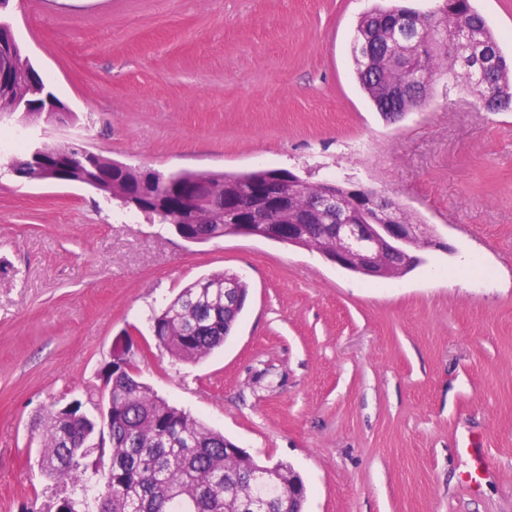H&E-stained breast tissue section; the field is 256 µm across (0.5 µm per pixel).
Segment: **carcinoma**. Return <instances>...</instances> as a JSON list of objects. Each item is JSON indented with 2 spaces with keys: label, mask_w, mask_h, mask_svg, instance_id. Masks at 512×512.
<instances>
[{
  "label": "carcinoma",
  "mask_w": 512,
  "mask_h": 512,
  "mask_svg": "<svg viewBox=\"0 0 512 512\" xmlns=\"http://www.w3.org/2000/svg\"><path fill=\"white\" fill-rule=\"evenodd\" d=\"M408 12L402 6L375 8L360 18L355 30L352 57L357 80L386 121L395 123L426 105L414 96L393 99L396 89L441 74L475 92L489 112L512 106V59L502 53L471 0H437L430 11L412 16ZM15 51L19 75L11 94L37 108L31 113L37 121L43 117L38 109L52 92L28 76L29 57L18 46ZM489 54L494 59L490 71L465 68L464 61L475 63ZM10 167L26 170L33 183L46 178L25 152L13 154ZM95 168L93 172L79 163L73 179L96 175L106 179L112 158L99 155ZM198 177L197 172L158 170L145 189L167 198L173 194L172 186L186 189ZM206 177L222 189L212 202L186 208L174 201L145 215L208 241L232 235L236 211L249 208V197L266 183V172H209ZM336 192L342 203L351 205L345 214L310 210L311 201L323 193L321 181L303 177L290 191L292 216L307 215L304 248H335L330 228L336 220L361 219L360 208L351 203V184H337ZM230 282L248 294L238 274H213L195 280L153 313L149 322L158 349L188 362L222 346L239 316L224 310V285ZM107 377L112 379L109 449L93 446L102 420L94 415L98 405L92 400L79 401L63 412L49 407L33 421L40 442V471L56 483L82 491L79 497L58 498L48 512H243L245 504L255 500L267 501L272 512H288V489L261 477L265 467L252 458L225 447L223 434L158 396L134 372L109 367Z\"/></svg>",
  "instance_id": "obj_1"
}]
</instances>
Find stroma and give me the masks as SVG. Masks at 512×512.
Here are the masks:
<instances>
[{
    "label": "stroma",
    "instance_id": "1",
    "mask_svg": "<svg viewBox=\"0 0 512 512\" xmlns=\"http://www.w3.org/2000/svg\"><path fill=\"white\" fill-rule=\"evenodd\" d=\"M374 0H10L69 135L164 172L285 169L377 188L434 225L381 282L319 254L228 236L190 244L92 189L0 177V512L63 496L32 420L103 382L115 340L159 396L304 480V512H512V111L437 79L385 123L353 77ZM478 265L464 267L465 254ZM249 297L223 348L178 362L147 321L201 276Z\"/></svg>",
    "mask_w": 512,
    "mask_h": 512
}]
</instances>
